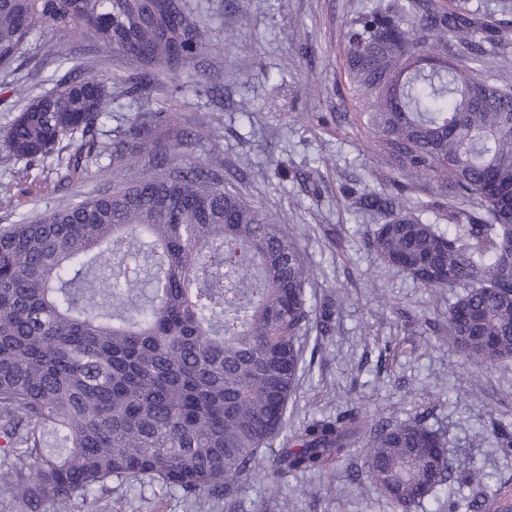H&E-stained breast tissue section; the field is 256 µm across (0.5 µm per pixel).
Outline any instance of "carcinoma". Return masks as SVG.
<instances>
[{
	"instance_id": "carcinoma-1",
	"label": "carcinoma",
	"mask_w": 512,
	"mask_h": 512,
	"mask_svg": "<svg viewBox=\"0 0 512 512\" xmlns=\"http://www.w3.org/2000/svg\"><path fill=\"white\" fill-rule=\"evenodd\" d=\"M37 30L77 32L137 77L123 96L149 98L201 52L204 26L187 0H0V70ZM347 65L372 147L408 179L360 192L380 217L367 245L424 288H459L437 331L478 371L512 360V76L487 68L499 30L471 0H390L357 15ZM57 63L58 93L27 100L0 146L31 171L56 161L68 186L108 157L104 190L0 228V482L23 504L70 499L112 480L179 487L210 512L256 477L350 467L392 512H512V483L448 455L418 417L392 422L357 402L288 425V402L311 334L332 311L312 303L317 274L287 218L224 189V161L187 156L194 119L137 112L109 131L108 80ZM143 173L128 176L131 160ZM433 201H410L418 186ZM448 223L424 213L442 200ZM53 432L61 449L47 447ZM512 457V419L484 429ZM362 464L353 466L356 457ZM476 488L470 498L456 486Z\"/></svg>"
}]
</instances>
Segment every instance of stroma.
Instances as JSON below:
<instances>
[{
	"mask_svg": "<svg viewBox=\"0 0 512 512\" xmlns=\"http://www.w3.org/2000/svg\"><path fill=\"white\" fill-rule=\"evenodd\" d=\"M206 26L201 54L179 78L162 77L152 105L197 118L191 150L247 175L226 188L252 204L287 216L286 229L319 278L314 303L335 302L329 335L309 339L306 368L288 406L292 425L336 414L358 401L397 422L417 415L448 440L451 454L472 456L486 470L512 474V460L478 432L490 415H512V362L475 372L448 337L433 330L453 290L430 291L380 265L367 248L377 222L353 207L350 191H379L398 180L370 147V134L346 71L353 12L381 0H191ZM59 51L82 73L124 81L132 69L111 50L91 48L78 33L55 35ZM55 70L33 37L0 85L26 84L56 92ZM181 93H174V86ZM247 101L250 113L238 110ZM18 161L0 149V227L32 220L106 187L108 160L71 186L38 195L19 194ZM192 512L182 492L159 482L109 483L85 497L27 508L0 485V512ZM213 512H389L375 487L356 493L342 468L291 475L278 492L262 480L243 484Z\"/></svg>",
	"mask_w": 512,
	"mask_h": 512,
	"instance_id": "1",
	"label": "stroma"
}]
</instances>
